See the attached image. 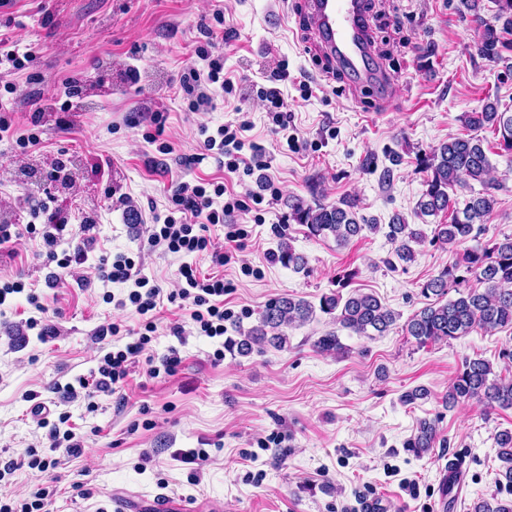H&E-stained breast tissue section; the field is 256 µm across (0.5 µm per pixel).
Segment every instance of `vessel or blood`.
<instances>
[{
    "mask_svg": "<svg viewBox=\"0 0 512 512\" xmlns=\"http://www.w3.org/2000/svg\"><path fill=\"white\" fill-rule=\"evenodd\" d=\"M308 5L329 56L355 79L385 87L388 78L375 61L361 0H308Z\"/></svg>",
    "mask_w": 512,
    "mask_h": 512,
    "instance_id": "1",
    "label": "vessel or blood"
}]
</instances>
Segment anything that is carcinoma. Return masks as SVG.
Listing matches in <instances>:
<instances>
[{"label":"carcinoma","mask_w":512,"mask_h":512,"mask_svg":"<svg viewBox=\"0 0 512 512\" xmlns=\"http://www.w3.org/2000/svg\"><path fill=\"white\" fill-rule=\"evenodd\" d=\"M462 2L481 28L477 44L479 55L496 63L506 61L503 52L512 51V41L506 39V35L512 34V0H495L497 10L490 20L481 15V0ZM461 119L472 130L493 127L500 133L501 149L512 153V113L499 111L498 102L488 101L481 109L464 113ZM417 162L420 170L426 173V189L417 203L416 213L436 216L452 210L449 223L436 225L435 241L454 246L476 240L496 205L492 186L487 181L492 163L480 140L450 137L432 153L418 156ZM474 182L481 184L482 191L471 194L463 207H457L449 192L458 188L470 189ZM356 208V201L350 199H343L336 205H311L298 200L289 205V219L305 226L310 236L331 235L338 244L345 245L366 229H380V225L357 217ZM387 228V237L395 244L399 260L413 261V245L424 241L422 231L412 228L400 214L392 216ZM279 259L296 270L306 267L304 256L286 243L281 244ZM468 274L486 283L487 288L482 291L458 289L456 298L446 299L449 287L462 286ZM421 293L426 297L434 295L437 300L408 317L402 326V331L420 345L454 340L477 328L486 332L512 328V235L490 246L476 245L467 250L462 262L443 268L423 284ZM317 309L332 316L341 328L359 336H381L400 318V314L387 308L371 293H356L347 298L335 293L325 295L317 308L306 300L283 296L270 302L260 315L258 324L250 328L242 339L229 341L228 346L241 356L250 354L253 347L259 345L284 348L288 345V327L311 320ZM315 346L323 352H345L334 331L321 336ZM490 375L492 368L488 361L481 358L465 360L443 404L450 408L460 402L480 398L489 408H512V380L492 379ZM436 438L435 424L425 419L419 422L417 434L409 440L408 447L422 454L434 447ZM494 440L498 458L503 463L499 476L512 485V429L498 431ZM473 512H512V500L500 499L493 504L481 501L474 506Z\"/></svg>","instance_id":"1"}]
</instances>
